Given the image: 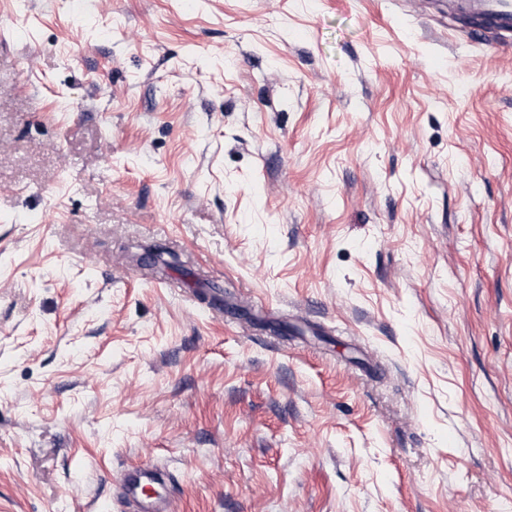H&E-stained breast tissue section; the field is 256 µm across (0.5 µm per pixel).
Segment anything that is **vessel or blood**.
I'll return each instance as SVG.
<instances>
[{"label": "vessel or blood", "mask_w": 512, "mask_h": 512, "mask_svg": "<svg viewBox=\"0 0 512 512\" xmlns=\"http://www.w3.org/2000/svg\"><path fill=\"white\" fill-rule=\"evenodd\" d=\"M469 7L484 16L496 29L512 28V0H470ZM173 478L155 466L139 464L123 468L113 478L115 493L131 512H178L173 495H153L147 488L153 484H170Z\"/></svg>", "instance_id": "1"}]
</instances>
